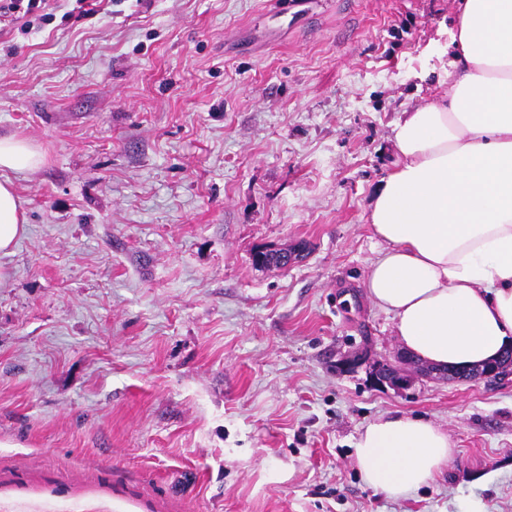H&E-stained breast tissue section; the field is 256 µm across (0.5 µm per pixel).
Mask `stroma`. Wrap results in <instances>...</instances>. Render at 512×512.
<instances>
[{
	"mask_svg": "<svg viewBox=\"0 0 512 512\" xmlns=\"http://www.w3.org/2000/svg\"><path fill=\"white\" fill-rule=\"evenodd\" d=\"M53 2L0 22V136L45 156L0 253V512H512V370L369 376L403 348L366 210L455 0ZM397 412L454 452L390 499L353 444ZM385 365V371L376 372L371 375V380L375 386L383 387L388 385L395 388H404L410 383V379L403 374L396 365L389 361L381 362Z\"/></svg>",
	"mask_w": 512,
	"mask_h": 512,
	"instance_id": "35a3bbf8",
	"label": "stroma"
}]
</instances>
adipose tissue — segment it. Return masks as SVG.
I'll return each mask as SVG.
<instances>
[{
    "label": "adipose tissue",
    "mask_w": 512,
    "mask_h": 512,
    "mask_svg": "<svg viewBox=\"0 0 512 512\" xmlns=\"http://www.w3.org/2000/svg\"><path fill=\"white\" fill-rule=\"evenodd\" d=\"M446 75L445 96L393 124L396 161L366 211L380 248L364 288L406 351L470 367L512 346V0H458ZM44 160L29 140L0 138V253L27 225L6 174ZM452 454L440 426L407 414L378 417L355 444L364 481L391 498Z\"/></svg>",
    "instance_id": "adipose-tissue-1"
}]
</instances>
